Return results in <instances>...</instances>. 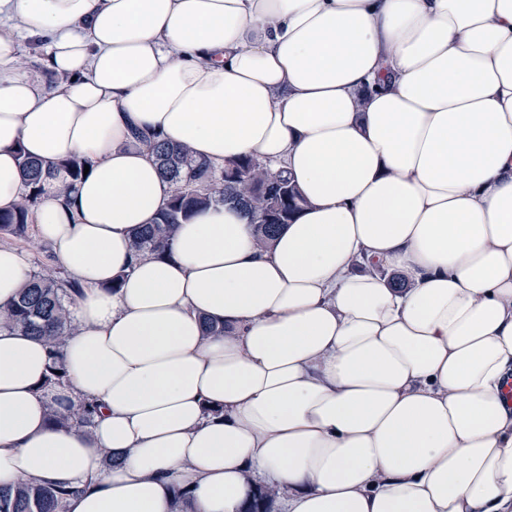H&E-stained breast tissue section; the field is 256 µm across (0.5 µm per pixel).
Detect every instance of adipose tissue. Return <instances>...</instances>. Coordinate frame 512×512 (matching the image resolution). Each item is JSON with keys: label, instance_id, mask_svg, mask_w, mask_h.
<instances>
[{"label": "adipose tissue", "instance_id": "ef3b65f1", "mask_svg": "<svg viewBox=\"0 0 512 512\" xmlns=\"http://www.w3.org/2000/svg\"><path fill=\"white\" fill-rule=\"evenodd\" d=\"M138 130L262 158L306 204L267 249L226 204L137 256L173 193ZM24 154L92 161L30 217L83 293L63 388L0 330V485L71 487L64 512H241L262 485L284 512H512V0H0L2 212ZM29 275L0 245V307ZM83 398L91 429L48 422Z\"/></svg>", "mask_w": 512, "mask_h": 512}]
</instances>
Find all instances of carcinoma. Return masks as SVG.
Masks as SVG:
<instances>
[{
	"label": "carcinoma",
	"mask_w": 512,
	"mask_h": 512,
	"mask_svg": "<svg viewBox=\"0 0 512 512\" xmlns=\"http://www.w3.org/2000/svg\"><path fill=\"white\" fill-rule=\"evenodd\" d=\"M142 144L155 157L162 176L174 191L153 224L140 230L132 243L138 255H161L178 225L188 222L201 210L231 202L239 206L254 226L258 245L266 247L306 203L296 186L281 171L266 162L246 158L222 167L196 160L184 147L143 138ZM85 158L73 157L46 172L42 163L20 157L25 176V195L19 208L0 213V234L22 237L28 228L30 209L36 205L48 179L64 174L68 184L82 179ZM81 287L63 279L51 269L36 272L14 303L0 309V329L23 332L43 339L53 358L44 388L60 386L66 372L57 354L63 337L75 330L72 308ZM97 405L81 400L65 412L50 407L48 420L56 426L88 428ZM72 493L65 485H43L20 481L0 486V512H63V503ZM277 495L274 487H260L243 512H272Z\"/></svg>",
	"instance_id": "1"
}]
</instances>
